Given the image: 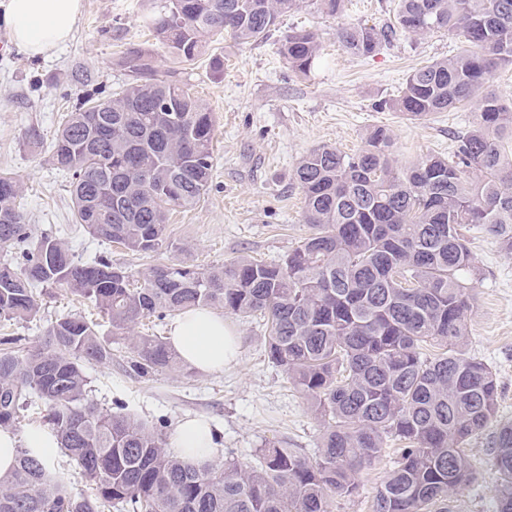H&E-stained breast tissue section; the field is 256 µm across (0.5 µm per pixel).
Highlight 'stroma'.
Masks as SVG:
<instances>
[{"instance_id":"stroma-1","label":"stroma","mask_w":512,"mask_h":512,"mask_svg":"<svg viewBox=\"0 0 512 512\" xmlns=\"http://www.w3.org/2000/svg\"><path fill=\"white\" fill-rule=\"evenodd\" d=\"M398 0H351L345 11L327 16L311 0L283 16L279 31L265 40L218 46L224 54L223 76L212 75L208 56L182 70L186 87L216 118V147L209 192L192 209L174 213L168 239L157 252L137 256L115 244L87 235L70 208L69 182L50 163L62 112L81 95L72 74L84 71L102 92H114L128 76L119 57L130 43L147 42L138 0H83L70 40L49 57L33 59L13 44L0 21V172L23 186L21 206L35 234H50L92 258L106 251L114 264L142 279L147 268L185 261L202 268L240 255L280 261L309 232L303 222V196L294 173L300 158L328 145L353 152L373 127L393 135L400 163L430 152H449L466 132L473 112H437L417 121L376 103L397 95L412 69L448 57L456 42L443 33L424 37L397 34L371 57L345 50L336 40L338 27L381 25L393 18ZM312 28L319 33L324 62L311 76L288 68L279 48L283 33ZM38 127L42 144L24 141ZM475 270L474 305L468 314L466 353L482 359L499 377L498 408L512 418V254L488 232L471 233ZM239 355L223 372L202 374L185 367L179 374L149 379L129 376L121 366L91 370L95 399L119 400L135 418L153 423L197 417L221 432L216 462L249 460L256 448L274 437L289 447L313 452L318 422L286 375L265 356L262 319L232 318ZM399 456L387 448L367 470L358 492L336 499L333 512H372V501L386 472ZM450 512H496L491 475L448 497Z\"/></svg>"}]
</instances>
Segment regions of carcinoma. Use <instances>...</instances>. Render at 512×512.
Wrapping results in <instances>:
<instances>
[{"instance_id":"carcinoma-1","label":"carcinoma","mask_w":512,"mask_h":512,"mask_svg":"<svg viewBox=\"0 0 512 512\" xmlns=\"http://www.w3.org/2000/svg\"><path fill=\"white\" fill-rule=\"evenodd\" d=\"M143 23L168 55L191 65L225 38H268L301 0H142ZM443 32L460 43L415 68L388 106L411 119L477 100L472 128L448 156L402 164L391 131L372 128L352 153L303 155L295 180L310 233L277 263L239 256L210 268L173 262L137 286L101 253L85 260L48 235L33 237L23 187L0 174V323L41 322L37 288H66L90 302L112 336L82 315L47 320L38 347L0 338V428L44 404V428L86 491H73L33 448L16 449L0 476V512H331L357 492L391 440L401 445L373 512H448V495L479 472L462 445L495 426L490 470L497 512H512V419L497 415L498 381L466 355L474 256L464 230L482 227L512 253V100L492 88L512 67V0H399L395 21L348 25L336 39L370 57L397 31ZM280 53L307 77L320 65L317 31L284 36ZM129 80L94 90L62 115L51 162L70 176L76 223L93 238L147 254L166 241L168 215L197 205L214 166L215 120L152 50L129 45ZM206 308L266 320L268 362L282 369L322 426L314 456L273 439L240 462H188L167 446L166 423L102 407L89 369L128 345L127 368L147 378L182 361L138 323Z\"/></svg>"}]
</instances>
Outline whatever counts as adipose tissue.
Segmentation results:
<instances>
[{"label": "adipose tissue", "instance_id": "ef3b65f1", "mask_svg": "<svg viewBox=\"0 0 512 512\" xmlns=\"http://www.w3.org/2000/svg\"><path fill=\"white\" fill-rule=\"evenodd\" d=\"M81 6L82 0H0V20L18 49L32 58L46 57L69 40ZM170 346L185 364L203 373L223 371L238 351L234 327L208 309L182 313L170 328ZM20 444L46 454L56 442L39 426L28 427L20 437L0 428V475L13 465ZM170 445L190 460L210 458L215 448L209 423L197 418L180 421Z\"/></svg>", "mask_w": 512, "mask_h": 512}]
</instances>
